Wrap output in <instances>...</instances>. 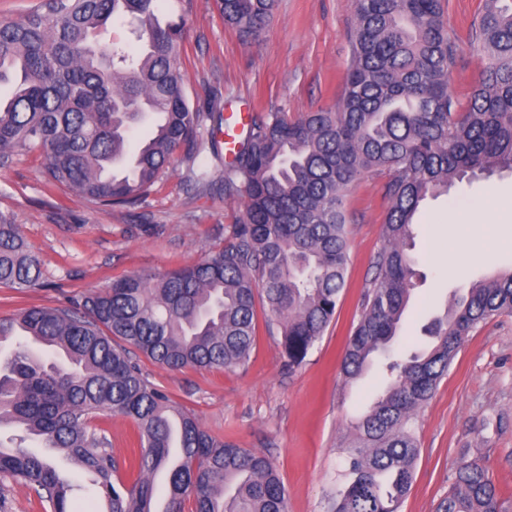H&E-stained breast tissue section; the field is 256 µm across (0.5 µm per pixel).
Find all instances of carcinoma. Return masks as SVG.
Wrapping results in <instances>:
<instances>
[{
  "mask_svg": "<svg viewBox=\"0 0 512 512\" xmlns=\"http://www.w3.org/2000/svg\"><path fill=\"white\" fill-rule=\"evenodd\" d=\"M224 23L248 41L270 23L277 0H217ZM131 17L135 53L100 40ZM473 39L487 56L463 102L448 91L458 38L443 0H354L353 53L342 105L289 119L254 115L224 161V196L244 209L224 245L198 262L125 274L105 289L57 307L0 317V340L24 341L0 360V425L22 429L36 449L0 442V476L29 487L49 512H78L72 480L51 460L59 452L91 478L105 512H288L283 481L264 454L204 430L197 418L143 374L147 360L179 371H234L248 362L256 297L280 330L288 369L301 365L336 315L350 260L346 197L367 174L386 173L383 246L374 254L359 317L340 370L358 379L373 355L385 360L383 392L348 427L347 469L333 512H399L419 454L416 411L448 373L480 324L512 314V270L473 282L424 328L419 352L391 341L417 277L413 255L424 202L456 184L512 171V3L485 0ZM180 22L159 19V0H39L21 20H0V168L20 151L37 153L43 176L103 207H134L182 151L219 153L199 137L205 121L186 96ZM148 127L134 153L128 135ZM197 189L214 185L189 170ZM41 285V262L18 225L0 215V288ZM121 343H116V340ZM51 352L46 361L40 351ZM131 420L142 452L124 478L101 411ZM165 474L163 493L154 477ZM437 512H505L486 467L457 468Z\"/></svg>",
  "mask_w": 512,
  "mask_h": 512,
  "instance_id": "obj_1",
  "label": "carcinoma"
}]
</instances>
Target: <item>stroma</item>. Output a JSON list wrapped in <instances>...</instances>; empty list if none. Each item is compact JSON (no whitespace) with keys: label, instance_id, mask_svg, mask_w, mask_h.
I'll return each instance as SVG.
<instances>
[{"label":"stroma","instance_id":"1","mask_svg":"<svg viewBox=\"0 0 512 512\" xmlns=\"http://www.w3.org/2000/svg\"><path fill=\"white\" fill-rule=\"evenodd\" d=\"M484 5V0L445 4L459 37L460 55L448 76V89L457 96L474 85L486 63L471 36ZM159 15L185 22V89L200 111H208L213 101L231 110L244 100L252 113L281 112L294 119L340 107L352 55L353 0H279L270 25L249 44L225 24L216 0H162ZM192 163L208 169L212 178L223 175L210 154ZM192 163L177 158L138 206L110 208L47 189L41 157L19 152L11 167L0 169V213L18 224L38 254L44 285L0 288V317L24 307L67 303L107 287L116 276L189 265L223 246L242 203L190 186L185 175ZM385 180L382 174L364 176L347 196L351 262L346 287L334 320L301 366L287 369L281 336L262 319L244 368L176 372L141 362L148 380L190 410L210 434L272 460L285 486L288 512H330L336 480L347 466L342 437L383 387L381 362L349 384L339 364L371 277L370 261L383 244ZM490 193L512 195V174L458 184L421 208L414 248L421 277L395 350L424 347L423 326L471 280L512 267V251H506L452 277L437 257L438 249L448 246L453 206ZM147 224L160 225V233H145ZM417 420L420 453L412 490L399 512H436L456 467L475 459L503 492L505 512H512V314L495 316L468 336ZM97 422L118 459L138 454L137 430L129 419L104 413Z\"/></svg>","mask_w":512,"mask_h":512}]
</instances>
